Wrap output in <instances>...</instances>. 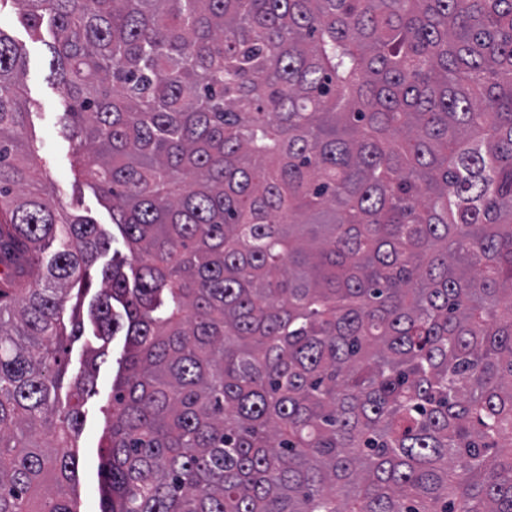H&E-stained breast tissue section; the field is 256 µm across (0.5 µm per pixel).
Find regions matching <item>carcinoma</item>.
I'll use <instances>...</instances> for the list:
<instances>
[{
  "mask_svg": "<svg viewBox=\"0 0 512 512\" xmlns=\"http://www.w3.org/2000/svg\"><path fill=\"white\" fill-rule=\"evenodd\" d=\"M19 2L129 256L83 314L0 28V512H77L87 320L102 512H512V0ZM124 342L123 332H118L106 343L104 355H97V367L94 371L96 395L88 398L82 407L79 469L77 481L72 488L79 512H101L103 475L102 448L99 446L105 428V416L101 407L106 405L112 395V383L118 371ZM102 342H91L89 336H82L78 340H72L68 343V354L66 355L67 372L61 382V395L64 398L65 394L71 389L75 380L84 376L87 368V361L92 355L91 349L98 347Z\"/></svg>",
  "mask_w": 512,
  "mask_h": 512,
  "instance_id": "obj_1",
  "label": "carcinoma"
}]
</instances>
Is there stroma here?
Masks as SVG:
<instances>
[{"label":"stroma","mask_w":512,"mask_h":512,"mask_svg":"<svg viewBox=\"0 0 512 512\" xmlns=\"http://www.w3.org/2000/svg\"><path fill=\"white\" fill-rule=\"evenodd\" d=\"M0 28L22 45L26 54L24 84L28 117L24 140L34 141L39 148L51 182L69 211L91 217L104 232H111V210L93 186L86 181L75 180L72 174V143L61 122L67 102L50 76L48 45L53 41L50 29H43L40 37L30 36L20 21L14 0H0ZM124 342L123 334L112 336L103 354L98 356L92 353L94 344L89 337H81L68 345L67 372L61 383L63 390H70L74 381L83 377L88 359H95L97 363L94 371L96 393L82 408L79 469L72 488L79 512H101L103 475L100 444L105 428L102 408L112 395V383Z\"/></svg>","instance_id":"35a3bbf8"}]
</instances>
